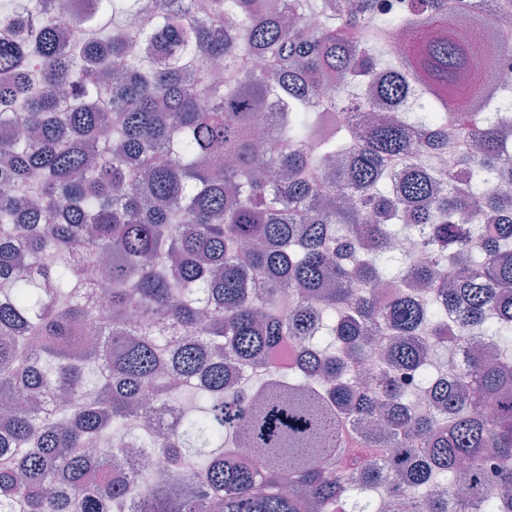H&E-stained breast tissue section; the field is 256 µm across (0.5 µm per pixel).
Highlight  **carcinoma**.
Listing matches in <instances>:
<instances>
[{"label": "carcinoma", "instance_id": "obj_1", "mask_svg": "<svg viewBox=\"0 0 512 512\" xmlns=\"http://www.w3.org/2000/svg\"><path fill=\"white\" fill-rule=\"evenodd\" d=\"M82 2L0 8V512H512V0Z\"/></svg>", "mask_w": 512, "mask_h": 512}]
</instances>
